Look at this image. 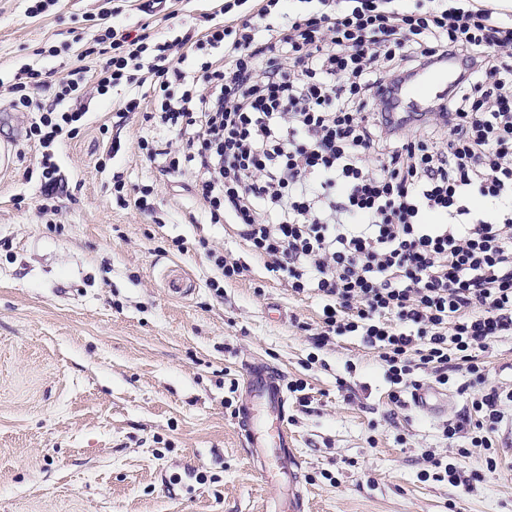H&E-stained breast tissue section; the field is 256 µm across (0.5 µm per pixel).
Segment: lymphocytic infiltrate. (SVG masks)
<instances>
[{"mask_svg": "<svg viewBox=\"0 0 512 512\" xmlns=\"http://www.w3.org/2000/svg\"><path fill=\"white\" fill-rule=\"evenodd\" d=\"M221 0L202 31L156 37L114 26L106 9L87 55L93 83L26 64L11 110L31 113L45 199L67 187L56 148L86 122L82 98L136 86L118 121L143 112L174 138L138 148L191 191L214 224L234 225L268 272L315 292L314 339L356 336L378 351L397 390L470 374L472 430L496 447L512 389L485 383L478 355L512 337V22L446 0ZM453 80L431 108L398 98L429 73ZM148 95H139L140 87Z\"/></svg>", "mask_w": 512, "mask_h": 512, "instance_id": "obj_1", "label": "lymphocytic infiltrate"}]
</instances>
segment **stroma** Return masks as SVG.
Segmentation results:
<instances>
[{"label": "stroma", "mask_w": 512, "mask_h": 512, "mask_svg": "<svg viewBox=\"0 0 512 512\" xmlns=\"http://www.w3.org/2000/svg\"><path fill=\"white\" fill-rule=\"evenodd\" d=\"M142 2L123 0L116 24L199 30L211 7L171 0L145 13ZM28 7L0 0V79L35 61L61 77L84 67L93 82L98 63L79 54L106 0ZM119 100H85L86 125L57 151L68 194L53 214L40 210L41 149L0 97L14 130L0 168V512H263L280 486L250 467L235 419L254 357L304 386L289 395L288 429L310 512H512V470H489L470 434H442L472 411L457 391L468 375L451 373L447 410L428 413L407 392L393 402L377 350L358 337L315 348L319 297L293 293L230 225L210 223L190 176L172 181L139 151L142 115L112 126ZM116 174L128 203L112 193ZM147 185L143 212L134 201ZM211 249L244 266L220 296ZM436 459L456 465L461 486L433 479Z\"/></svg>", "instance_id": "35a3bbf8"}]
</instances>
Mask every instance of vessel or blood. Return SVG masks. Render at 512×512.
<instances>
[{"label":"vessel or blood","mask_w":512,"mask_h":512,"mask_svg":"<svg viewBox=\"0 0 512 512\" xmlns=\"http://www.w3.org/2000/svg\"><path fill=\"white\" fill-rule=\"evenodd\" d=\"M448 79L445 72L427 75L406 90L405 98L410 105L421 106L436 97ZM246 375L237 421L248 445L247 456L261 473L288 479L294 485L288 495L270 500L266 512H307L309 502L295 486L299 465L295 439L287 425L288 397L282 377L262 360L249 362Z\"/></svg>","instance_id":"1"}]
</instances>
